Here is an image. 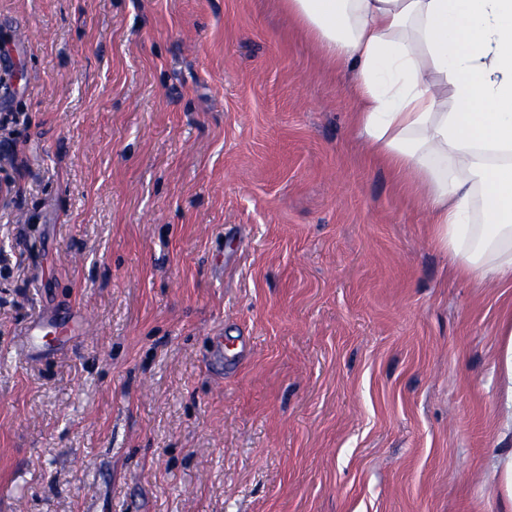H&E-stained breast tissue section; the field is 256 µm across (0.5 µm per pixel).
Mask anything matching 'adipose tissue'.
<instances>
[{
    "instance_id": "1",
    "label": "adipose tissue",
    "mask_w": 512,
    "mask_h": 512,
    "mask_svg": "<svg viewBox=\"0 0 512 512\" xmlns=\"http://www.w3.org/2000/svg\"><path fill=\"white\" fill-rule=\"evenodd\" d=\"M283 7L331 62L355 69L357 132L410 179L454 272L512 282V0Z\"/></svg>"
}]
</instances>
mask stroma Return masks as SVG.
<instances>
[{"mask_svg": "<svg viewBox=\"0 0 512 512\" xmlns=\"http://www.w3.org/2000/svg\"><path fill=\"white\" fill-rule=\"evenodd\" d=\"M354 79L281 0H0V512H503L512 282ZM57 320L56 314L45 312L41 316L31 320L21 334L20 346L27 355L37 356L41 353V346L47 335V329ZM46 332V333H45ZM45 333V334H44ZM500 336L502 338L497 354V366L501 381L506 387L504 428L506 432L512 433V314L503 319ZM491 476L498 482L503 501L512 510V449L499 453L490 463Z\"/></svg>", "mask_w": 512, "mask_h": 512, "instance_id": "1", "label": "stroma"}]
</instances>
